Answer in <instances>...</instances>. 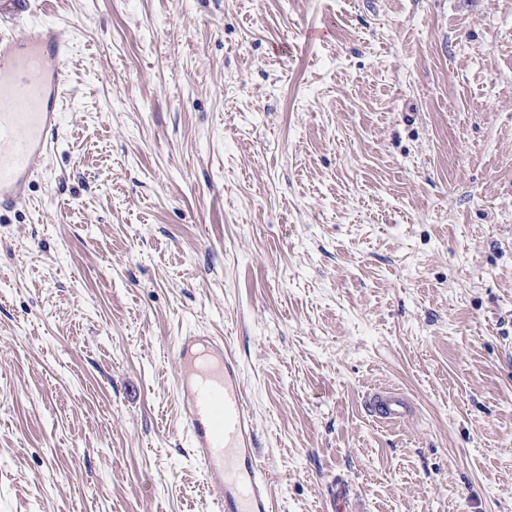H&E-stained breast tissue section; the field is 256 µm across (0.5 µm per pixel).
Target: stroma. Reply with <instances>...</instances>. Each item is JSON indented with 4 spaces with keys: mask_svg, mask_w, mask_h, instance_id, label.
<instances>
[{
    "mask_svg": "<svg viewBox=\"0 0 512 512\" xmlns=\"http://www.w3.org/2000/svg\"><path fill=\"white\" fill-rule=\"evenodd\" d=\"M39 22L69 51L0 212V512H211L189 332L242 367L274 512H512V0L0 8ZM370 412L380 422H388L403 417L407 412V402L404 397L388 392H374L368 402Z\"/></svg>",
    "mask_w": 512,
    "mask_h": 512,
    "instance_id": "35a3bbf8",
    "label": "stroma"
}]
</instances>
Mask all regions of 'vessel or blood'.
Returning <instances> with one entry per match:
<instances>
[{
	"label": "vessel or blood",
	"instance_id": "obj_1",
	"mask_svg": "<svg viewBox=\"0 0 512 512\" xmlns=\"http://www.w3.org/2000/svg\"><path fill=\"white\" fill-rule=\"evenodd\" d=\"M66 43L48 26L0 38V211L24 197L42 170L46 132L60 116ZM176 396L215 512H271L269 476L256 451L254 417L240 367L224 339L186 334L173 345ZM381 422L407 411L404 397L373 393Z\"/></svg>",
	"mask_w": 512,
	"mask_h": 512
}]
</instances>
